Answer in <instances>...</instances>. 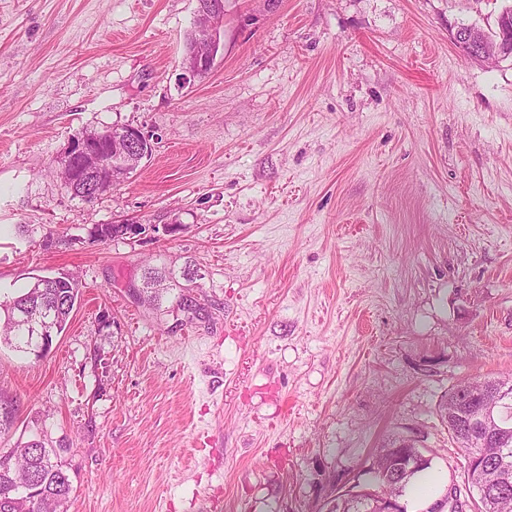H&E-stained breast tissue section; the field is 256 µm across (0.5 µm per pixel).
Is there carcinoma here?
I'll use <instances>...</instances> for the list:
<instances>
[{
    "mask_svg": "<svg viewBox=\"0 0 512 512\" xmlns=\"http://www.w3.org/2000/svg\"><path fill=\"white\" fill-rule=\"evenodd\" d=\"M174 279L171 272L148 269L143 286L146 301L150 304L160 301L169 289L168 281ZM79 300L80 288L74 280L65 276L36 277L25 293L0 302L4 314L0 321V343H14L24 352L38 349L41 342L23 320V310L44 313L57 336L65 330ZM463 412V385L458 382L442 396L438 414L451 438L467 451L469 459L479 462L478 466L467 469L466 478L467 484L478 493L474 510L512 512V425L504 424L506 430L489 440L468 429L461 417ZM404 442L403 437L388 439L371 464L374 487L380 497L403 499L410 481L431 468V459L421 458L410 473L398 474L399 460L408 451ZM9 484L17 487V491L7 498L0 495V512H57V507L66 506L73 493L69 475L58 461L56 449L39 442L20 443L7 451L0 450V491ZM366 496V488L354 485L343 496L328 501L324 508L326 512H362V499Z\"/></svg>",
    "mask_w": 512,
    "mask_h": 512,
    "instance_id": "carcinoma-1",
    "label": "carcinoma"
}]
</instances>
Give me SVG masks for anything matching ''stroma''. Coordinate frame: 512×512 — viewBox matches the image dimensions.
<instances>
[{
	"instance_id": "stroma-1",
	"label": "stroma",
	"mask_w": 512,
	"mask_h": 512,
	"mask_svg": "<svg viewBox=\"0 0 512 512\" xmlns=\"http://www.w3.org/2000/svg\"><path fill=\"white\" fill-rule=\"evenodd\" d=\"M510 5L224 0L194 78L196 0H0V300L82 293L43 355L0 346V448L59 449L67 512H324L399 435L471 499L436 409L512 373V57L450 29ZM124 125L151 158L72 197L56 158ZM149 267L194 279L154 307ZM193 29L195 43L182 59L183 68L193 77L209 72L219 52L220 29L223 14L220 13V0H197Z\"/></svg>"
}]
</instances>
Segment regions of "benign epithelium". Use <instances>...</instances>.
<instances>
[{"mask_svg": "<svg viewBox=\"0 0 512 512\" xmlns=\"http://www.w3.org/2000/svg\"><path fill=\"white\" fill-rule=\"evenodd\" d=\"M197 2L193 25L195 43L182 59L183 68L193 77L212 69L221 46L220 29L223 26V14L219 12L221 0ZM495 27L497 38L491 43L485 30L477 25H471L465 31L466 39L477 50L473 59L498 61L512 55V13L500 12ZM111 131L112 128L108 127L72 139L58 158L57 166L65 174L66 185L72 187L79 179L89 180L88 199L126 180L143 160L152 155V136L142 129L125 125L118 137L112 136ZM466 393L469 399L478 402V406L468 414L469 427L488 432L501 429L499 419L485 408L486 389L469 388Z\"/></svg>", "mask_w": 512, "mask_h": 512, "instance_id": "1", "label": "benign epithelium"}]
</instances>
